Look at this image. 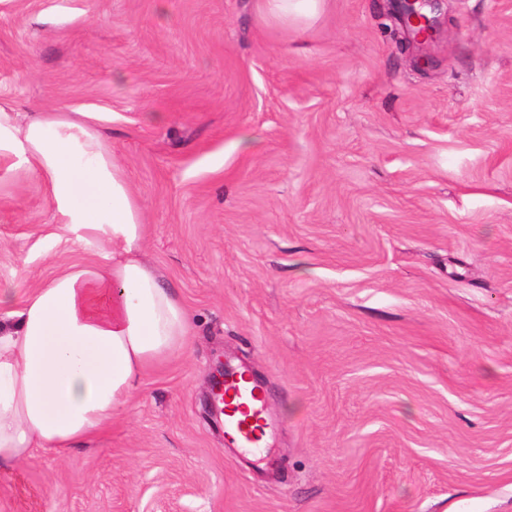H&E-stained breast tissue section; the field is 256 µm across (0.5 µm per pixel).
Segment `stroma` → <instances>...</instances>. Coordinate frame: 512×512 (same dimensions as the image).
<instances>
[{
    "label": "stroma",
    "mask_w": 512,
    "mask_h": 512,
    "mask_svg": "<svg viewBox=\"0 0 512 512\" xmlns=\"http://www.w3.org/2000/svg\"><path fill=\"white\" fill-rule=\"evenodd\" d=\"M0 0V99L87 112L189 310L87 446L0 471V512H512V0ZM48 189L0 161V284L55 271ZM266 383L271 470L203 401ZM264 20L288 27V22L315 16L321 0H257ZM398 2V14L395 20L401 28L412 36L418 45L434 42L439 25L438 18L433 15L431 2L443 0H395ZM416 25H423L422 30H416Z\"/></svg>",
    "instance_id": "stroma-1"
}]
</instances>
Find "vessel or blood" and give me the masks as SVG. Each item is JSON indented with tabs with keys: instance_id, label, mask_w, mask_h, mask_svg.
<instances>
[{
	"instance_id": "obj_1",
	"label": "vessel or blood",
	"mask_w": 512,
	"mask_h": 512,
	"mask_svg": "<svg viewBox=\"0 0 512 512\" xmlns=\"http://www.w3.org/2000/svg\"><path fill=\"white\" fill-rule=\"evenodd\" d=\"M217 401L223 406L224 434L238 448L248 453L267 450L272 427L267 399L260 385L235 369L224 372L216 382Z\"/></svg>"
}]
</instances>
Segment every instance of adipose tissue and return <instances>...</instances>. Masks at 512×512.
<instances>
[{
    "label": "adipose tissue",
    "instance_id": "1",
    "mask_svg": "<svg viewBox=\"0 0 512 512\" xmlns=\"http://www.w3.org/2000/svg\"><path fill=\"white\" fill-rule=\"evenodd\" d=\"M320 0H258L278 25ZM0 160L47 184L52 240L90 256L16 300L0 285V469L65 455L107 429L144 372L186 348L192 319L144 258L140 204L91 124L0 102Z\"/></svg>",
    "mask_w": 512,
    "mask_h": 512
}]
</instances>
